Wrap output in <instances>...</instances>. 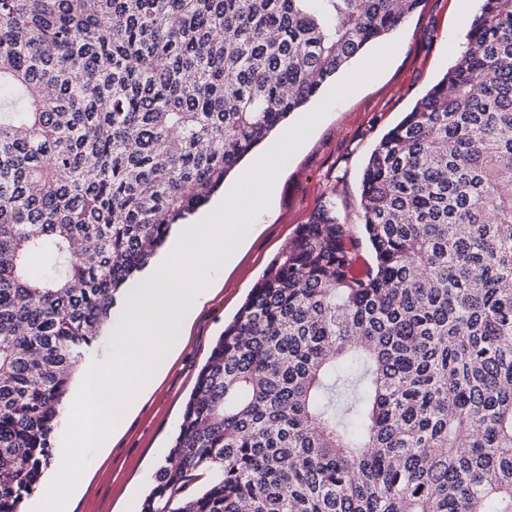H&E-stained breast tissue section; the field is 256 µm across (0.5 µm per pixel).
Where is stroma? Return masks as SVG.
Instances as JSON below:
<instances>
[{
  "label": "stroma",
  "instance_id": "35a3bbf8",
  "mask_svg": "<svg viewBox=\"0 0 512 512\" xmlns=\"http://www.w3.org/2000/svg\"><path fill=\"white\" fill-rule=\"evenodd\" d=\"M481 6L482 0L465 9L460 0H423L390 35L397 51L371 79L328 110L317 99L307 105L306 114L319 116L314 130L275 177L269 203L245 231L235 260L213 272L214 291L185 327L186 342L156 390L109 447L92 456L69 512H126L129 503H142L225 323L313 213L331 203L341 223L359 225L361 175L371 151L462 51L466 29L457 23L459 12L472 16Z\"/></svg>",
  "mask_w": 512,
  "mask_h": 512
}]
</instances>
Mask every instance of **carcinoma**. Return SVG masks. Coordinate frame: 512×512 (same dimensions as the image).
<instances>
[{"label": "carcinoma", "instance_id": "cac0c4a2", "mask_svg": "<svg viewBox=\"0 0 512 512\" xmlns=\"http://www.w3.org/2000/svg\"><path fill=\"white\" fill-rule=\"evenodd\" d=\"M422 2L0 0V512L173 226ZM359 208L358 235L314 213L224 327L142 512H512V0ZM111 334L103 336L95 347L86 355L78 374L72 381L70 388V402L76 397L85 370L94 362H104L112 352Z\"/></svg>", "mask_w": 512, "mask_h": 512}]
</instances>
